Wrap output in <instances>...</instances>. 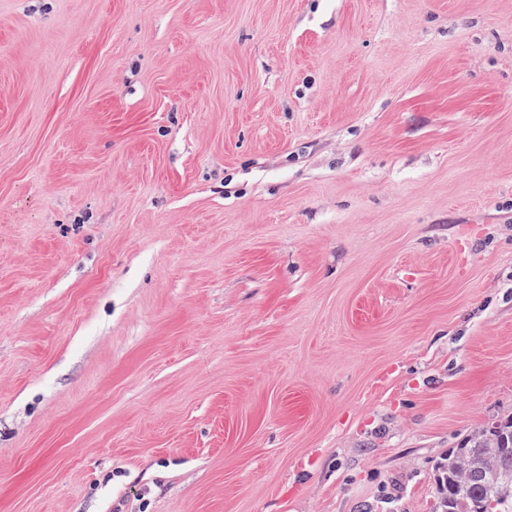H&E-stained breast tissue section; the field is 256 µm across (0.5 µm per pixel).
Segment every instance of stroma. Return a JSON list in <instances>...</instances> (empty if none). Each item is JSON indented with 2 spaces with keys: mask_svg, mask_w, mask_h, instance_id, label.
I'll return each instance as SVG.
<instances>
[{
  "mask_svg": "<svg viewBox=\"0 0 512 512\" xmlns=\"http://www.w3.org/2000/svg\"><path fill=\"white\" fill-rule=\"evenodd\" d=\"M512 414V0H0V512H435Z\"/></svg>",
  "mask_w": 512,
  "mask_h": 512,
  "instance_id": "obj_1",
  "label": "stroma"
}]
</instances>
